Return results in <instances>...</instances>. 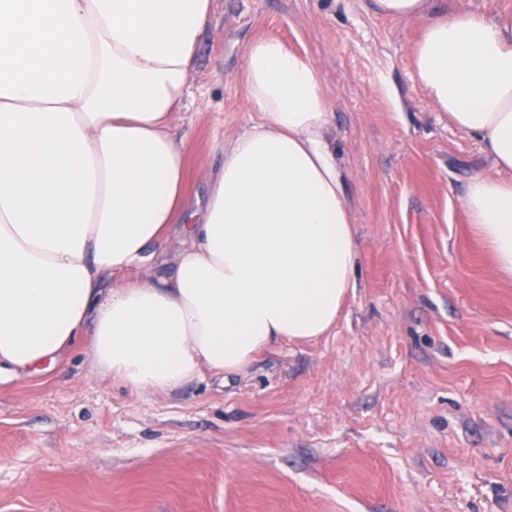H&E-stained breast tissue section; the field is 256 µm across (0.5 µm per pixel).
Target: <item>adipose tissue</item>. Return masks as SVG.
I'll use <instances>...</instances> for the list:
<instances>
[{
    "label": "adipose tissue",
    "mask_w": 512,
    "mask_h": 512,
    "mask_svg": "<svg viewBox=\"0 0 512 512\" xmlns=\"http://www.w3.org/2000/svg\"><path fill=\"white\" fill-rule=\"evenodd\" d=\"M368 7L427 18L413 67L492 160L462 204L512 279V16L437 15L431 0ZM211 10L0 0V370L31 374L86 336L98 371L166 392L335 324L358 245L327 136L329 92L308 54L250 43L242 80L259 121L224 146L202 198L187 197L174 117ZM165 263L156 280L106 285Z\"/></svg>",
    "instance_id": "ef3b65f1"
}]
</instances>
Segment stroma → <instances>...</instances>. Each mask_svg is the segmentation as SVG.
<instances>
[{
    "label": "stroma",
    "instance_id": "35a3bbf8",
    "mask_svg": "<svg viewBox=\"0 0 512 512\" xmlns=\"http://www.w3.org/2000/svg\"><path fill=\"white\" fill-rule=\"evenodd\" d=\"M423 27L365 0H214L176 117L187 191L257 118L248 45L307 53L356 286L326 336L170 392L98 373L84 336L50 369L1 373L0 512H512V280L461 203L493 166L419 85Z\"/></svg>",
    "mask_w": 512,
    "mask_h": 512
}]
</instances>
